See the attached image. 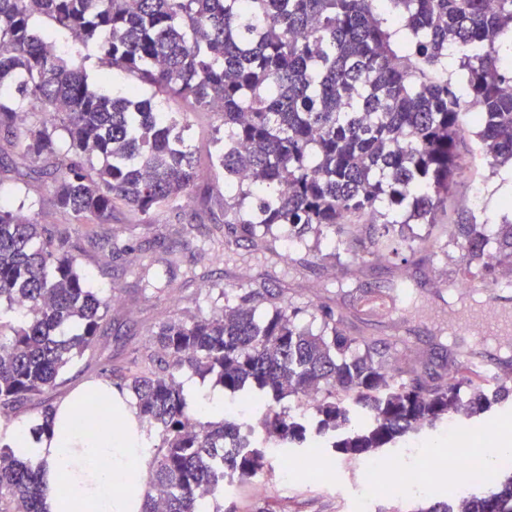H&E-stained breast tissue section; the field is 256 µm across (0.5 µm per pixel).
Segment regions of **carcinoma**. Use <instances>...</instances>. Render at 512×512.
Instances as JSON below:
<instances>
[{"label": "carcinoma", "instance_id": "cac0c4a2", "mask_svg": "<svg viewBox=\"0 0 512 512\" xmlns=\"http://www.w3.org/2000/svg\"><path fill=\"white\" fill-rule=\"evenodd\" d=\"M47 24L38 36L32 21ZM407 43L395 40L398 30ZM512 32V0H0V130L33 162L49 164L56 205L75 223L113 217L117 205L156 221L199 186L188 124L159 114L137 88L95 87L57 39L92 44L99 64L156 92L217 113L213 165L224 172L231 244L275 254L291 239L354 244L351 219L377 221L367 253L409 252L439 224L473 147L492 173L512 174V70L499 64ZM460 53L448 75V49ZM460 273L498 284L512 268V219L448 224ZM81 242L17 218L0 201V409L44 399L95 345L112 294L91 287ZM241 291L208 315L172 319L154 332L164 367L128 360L118 379L160 444L149 460L143 512H223L224 479L251 477L268 449L226 418L201 417L183 394L185 369L224 392L312 398L310 420L266 409L261 424L286 446L320 443L367 459L423 428L466 422L512 394L489 390L469 360L447 380L415 368L395 377L387 345L353 336L329 311L315 318L284 300ZM42 406L32 433L53 427ZM512 512V473L420 512ZM0 512H46L41 471L0 442Z\"/></svg>", "mask_w": 512, "mask_h": 512}]
</instances>
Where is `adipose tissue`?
Instances as JSON below:
<instances>
[{"mask_svg": "<svg viewBox=\"0 0 512 512\" xmlns=\"http://www.w3.org/2000/svg\"><path fill=\"white\" fill-rule=\"evenodd\" d=\"M106 416L89 421L84 397L60 401L54 411L53 436L11 431L20 451L43 475L48 512H142L145 474L140 464L150 456L136 408L108 383H94ZM121 427H113L112 416Z\"/></svg>", "mask_w": 512, "mask_h": 512, "instance_id": "adipose-tissue-1", "label": "adipose tissue"}]
</instances>
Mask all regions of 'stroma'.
<instances>
[{
	"label": "stroma",
	"instance_id": "35a3bbf8",
	"mask_svg": "<svg viewBox=\"0 0 512 512\" xmlns=\"http://www.w3.org/2000/svg\"><path fill=\"white\" fill-rule=\"evenodd\" d=\"M71 56L76 65L84 66L94 85L121 89L136 82L124 72L102 71L93 48L73 46ZM164 107L184 113L189 123V139L200 162L201 180L216 201L214 213L199 215L195 198L186 197L178 206L166 208L153 224L142 223L122 209L112 221L93 222L82 228V270L90 274L95 287L116 289L119 300L110 308L99 342L85 351L81 362L66 374L64 383L50 392L51 403L73 394L82 382L106 381L107 371L123 369L130 354H154L152 334L160 324L210 314L223 307L225 293L241 288L280 294L282 299L311 312L330 309L358 336L387 343L396 367L451 373L463 348L448 333L449 322L460 310L448 282L457 276L461 254L447 246L443 227L465 222L475 214L498 223L506 203L512 201V191L506 189L503 177L491 175L478 153L465 155V174L448 201L447 213L441 218L443 226L435 230L430 245L405 258L369 256L360 264L315 258L301 274L292 275L281 263L252 250L248 243H240L234 253L228 254L223 246L210 241L214 220L224 217V175L213 170L208 160L219 119L183 100L167 101ZM0 194L10 197L31 221L60 229L73 226L71 216L53 201L51 178L18 150L0 152ZM109 238L129 244V251L111 252L105 244ZM403 281L413 286V308L387 316H368L360 311V295L389 293ZM423 442L430 443L437 453L448 448L438 431L424 430L405 437L395 451L407 469L422 470L428 493L405 498L382 494L372 501L369 512H419L461 483V474L449 468L447 461L423 467L415 451ZM332 462L335 469L328 480L297 476L296 490L288 498H280L271 490L256 492L252 480L247 479L225 493L224 504L235 512H351L354 491L367 473L359 460L336 456Z\"/></svg>",
	"mask_w": 512,
	"mask_h": 512
}]
</instances>
